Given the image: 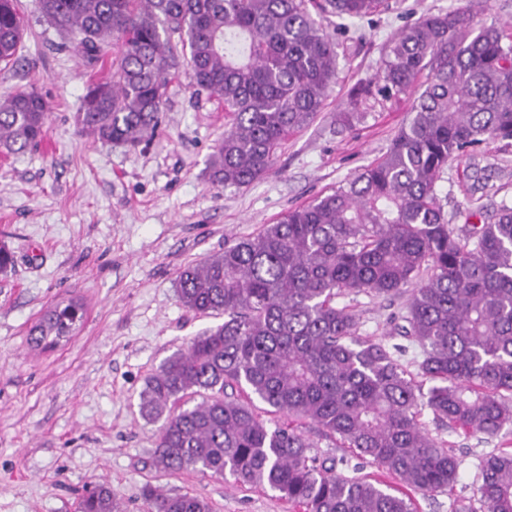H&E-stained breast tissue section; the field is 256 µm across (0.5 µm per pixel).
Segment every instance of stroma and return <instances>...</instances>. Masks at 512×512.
Returning a JSON list of instances; mask_svg holds the SVG:
<instances>
[{
  "mask_svg": "<svg viewBox=\"0 0 512 512\" xmlns=\"http://www.w3.org/2000/svg\"><path fill=\"white\" fill-rule=\"evenodd\" d=\"M371 23L337 30L338 76L324 107L278 150L272 168L246 187L209 176L208 159L230 117L195 93L188 67L168 85L159 132L130 149L78 133L73 115L99 69L63 46L37 0H18L26 32L20 62L0 64V97L37 88L50 103L47 136L34 151L0 154V245L15 265L0 275V512H76L81 494L108 482L124 512H145V488L189 493L211 512H298L276 493L197 470L170 472L154 460L156 424L140 413L146 380L191 339L222 324L178 300L176 278L221 252L225 240L257 234L282 213L345 183L380 157L410 115L408 95L364 101L363 119L336 131L349 93L374 75L388 40L426 11L475 7L487 21L512 23V0H389ZM448 222L512 204V141L490 140L451 160L441 183ZM76 300L86 310L73 336L48 349L28 333L50 305ZM405 296L338 298L362 337L394 343ZM460 461L452 492L413 493L416 512H455L476 498L479 458L512 448V429L484 439L448 433L421 417Z\"/></svg>",
  "mask_w": 512,
  "mask_h": 512,
  "instance_id": "35a3bbf8",
  "label": "stroma"
}]
</instances>
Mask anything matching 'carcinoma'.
Returning <instances> with one entry per match:
<instances>
[{"mask_svg":"<svg viewBox=\"0 0 512 512\" xmlns=\"http://www.w3.org/2000/svg\"><path fill=\"white\" fill-rule=\"evenodd\" d=\"M385 0H324L347 19H370ZM42 17L89 65L74 122L108 145L136 148L157 134L169 80L188 47L196 93L224 104L231 123L209 159L210 177L243 187L271 167L281 143L323 109L337 74V42L307 0H38ZM24 19L0 0V62L17 60ZM414 94L412 118L386 152L329 194L283 213L256 235L184 266L181 304L224 323L168 357L140 393L158 424L154 457L165 470L198 469L267 487L302 512H413L378 479L335 472L310 454L313 424L358 459L427 493L453 489L460 461L421 421L498 436L512 426V206L483 224L448 225L440 182L449 160L488 140H512V25L470 7L426 13L388 44L376 74L351 91L359 103ZM49 103L36 88L0 98V148L24 153L47 132ZM408 294L393 332L408 344L358 335L336 298ZM84 307L48 308L30 330L47 348L70 336ZM417 346L422 393L404 368ZM234 389L247 400L227 394ZM294 425L269 427L256 403ZM478 503L456 512H512V448L480 458ZM147 512H210L196 496L146 491ZM78 512H120L96 483Z\"/></svg>","mask_w":512,"mask_h":512,"instance_id":"carcinoma-1","label":"carcinoma"}]
</instances>
